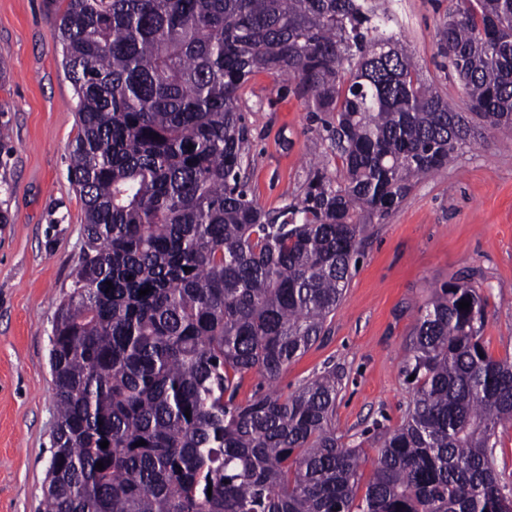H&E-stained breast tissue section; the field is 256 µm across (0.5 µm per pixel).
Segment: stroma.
<instances>
[{
    "mask_svg": "<svg viewBox=\"0 0 512 512\" xmlns=\"http://www.w3.org/2000/svg\"><path fill=\"white\" fill-rule=\"evenodd\" d=\"M451 0H390V28L419 64L421 80L469 108L439 49ZM0 512H41L56 429L49 364L55 312L70 291L84 242V212L69 174L78 133L74 87L46 0H0ZM251 191L274 208L301 194L306 163L337 165L310 122L295 81L255 74L242 92ZM465 279L488 302L482 343L512 357V137L483 132L454 165L415 180L403 202L371 219L364 255L325 335L288 366L289 392L313 376L340 377L336 429L361 447L363 479L377 455L376 425L397 427L413 397L402 368L417 311L435 288Z\"/></svg>",
    "mask_w": 512,
    "mask_h": 512,
    "instance_id": "stroma-1",
    "label": "stroma"
}]
</instances>
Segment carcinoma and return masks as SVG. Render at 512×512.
I'll return each mask as SVG.
<instances>
[{
	"label": "carcinoma",
	"mask_w": 512,
	"mask_h": 512,
	"mask_svg": "<svg viewBox=\"0 0 512 512\" xmlns=\"http://www.w3.org/2000/svg\"><path fill=\"white\" fill-rule=\"evenodd\" d=\"M49 4L85 241L52 326L44 512H512L495 456L512 359L486 354L471 282L419 307L413 398L379 433L364 494L336 370L274 387L324 335L365 220L475 131L512 135V0H455L440 29L468 112L421 83L379 0ZM259 72L298 80L341 161L339 176L312 164L303 194L269 210L243 169L240 91ZM249 373L267 388L240 400Z\"/></svg>",
	"instance_id": "carcinoma-1"
}]
</instances>
